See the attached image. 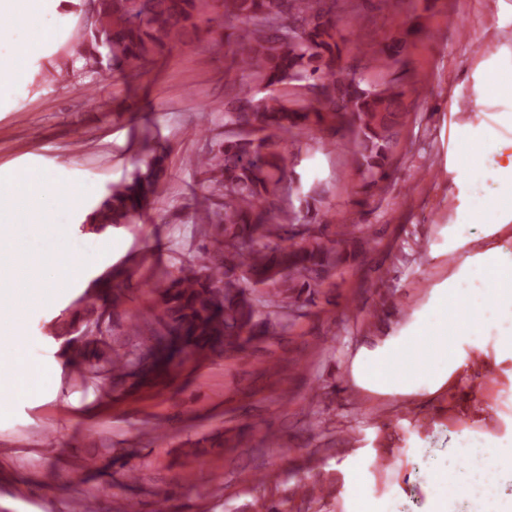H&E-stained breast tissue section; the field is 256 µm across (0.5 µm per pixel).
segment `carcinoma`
Here are the masks:
<instances>
[{
	"mask_svg": "<svg viewBox=\"0 0 512 512\" xmlns=\"http://www.w3.org/2000/svg\"><path fill=\"white\" fill-rule=\"evenodd\" d=\"M224 8L231 63L254 82L227 95L224 125L236 129L209 151L190 159L206 194L194 223L211 248L164 271L151 284L159 295L156 326L129 320L130 347L112 346V309L121 303V282L107 290L109 303H87L54 326L71 360L95 346L94 374L103 389L138 390L176 360L207 350L240 354L275 321L288 322L303 293L321 287L344 260L348 227L330 233L327 215L305 223L288 212L292 195L288 155L278 142L305 130L352 132V153L366 189L392 177L389 154L394 126L407 116L403 92L376 87L345 72L336 28V0H98V24L77 35L70 52L42 80L71 75L90 79L87 90L111 71L146 61L192 41L196 20ZM300 88L307 105L281 91ZM164 151L151 147L127 181L114 183L90 214L93 231L130 224L157 194Z\"/></svg>",
	"mask_w": 512,
	"mask_h": 512,
	"instance_id": "cac0c4a2",
	"label": "carcinoma"
}]
</instances>
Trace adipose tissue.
Segmentation results:
<instances>
[{
    "instance_id": "adipose-tissue-1",
    "label": "adipose tissue",
    "mask_w": 512,
    "mask_h": 512,
    "mask_svg": "<svg viewBox=\"0 0 512 512\" xmlns=\"http://www.w3.org/2000/svg\"><path fill=\"white\" fill-rule=\"evenodd\" d=\"M63 0H0V99L11 94L23 72L20 57L25 51L37 50L42 41V25L46 20H62ZM85 197L78 190L60 202L52 177L44 171L29 173L18 182H0V212L21 218L29 224L31 237L41 234L43 225L63 220L68 210L78 209ZM460 277L483 282L478 294L460 296L450 282L432 290L425 313L416 326L406 327L401 334L386 338L372 350H361L351 367L352 383L371 394L407 397L427 392L447 393L449 398H463L465 407H482L478 384L492 368L478 323L486 308L500 312L505 325L499 336L496 360H512V253L506 243L486 246L470 256L458 270ZM29 287L25 294L0 295V304L10 305V316L21 320L29 299L47 304L54 290L43 268L38 265L20 269ZM467 340L472 354H457L458 340ZM488 466L473 464L465 482L449 488L448 479L435 476L429 512H447L448 493L471 496L484 485Z\"/></svg>"
}]
</instances>
